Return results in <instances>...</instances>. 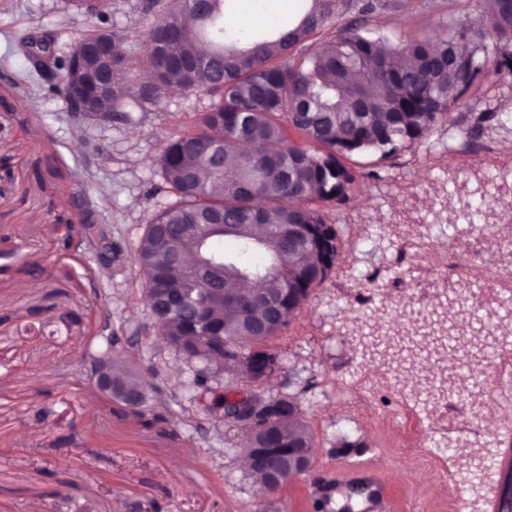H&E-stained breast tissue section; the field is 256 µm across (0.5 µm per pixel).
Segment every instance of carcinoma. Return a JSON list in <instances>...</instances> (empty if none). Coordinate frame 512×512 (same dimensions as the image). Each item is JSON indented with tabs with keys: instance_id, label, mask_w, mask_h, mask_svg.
I'll list each match as a JSON object with an SVG mask.
<instances>
[{
	"instance_id": "carcinoma-1",
	"label": "carcinoma",
	"mask_w": 512,
	"mask_h": 512,
	"mask_svg": "<svg viewBox=\"0 0 512 512\" xmlns=\"http://www.w3.org/2000/svg\"><path fill=\"white\" fill-rule=\"evenodd\" d=\"M487 46L474 41L463 18L423 38L389 42L380 31L352 20L320 44L311 38L337 15L373 14L400 7L399 0H306L287 28L230 37L223 0L199 15L190 0H177L147 33V64L160 97L179 86L204 90L219 103L196 128L167 143L160 165L180 201L155 215L136 249L146 287L162 295L195 288L207 310L204 323L163 304L153 314L166 325L169 341L188 358L224 368L248 366L264 374L270 353L252 346L275 335L336 267L338 231L309 203L343 205L360 177L374 172L345 161L374 154L385 160L420 141L439 119L488 77L512 76V0H485ZM68 7L101 24L108 23L107 0L87 12L83 0ZM193 17L196 27L182 18ZM230 239L236 250L221 244ZM194 259H171L170 248ZM224 286V307L208 308L211 281ZM462 288L448 303V322L467 315L473 332L448 335L439 352L452 368L443 369L448 397L461 394L456 378L477 371L503 340L492 319H480ZM95 336L90 371L112 364L114 399L143 380L114 354L118 338ZM224 338V350L214 347ZM364 355L380 358L402 381L418 377L420 351L404 336L375 347L360 334ZM252 448H310L312 434L299 419V405L288 396L273 399L262 422L244 425Z\"/></svg>"
}]
</instances>
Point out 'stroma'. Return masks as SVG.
I'll list each match as a JSON object with an SVG mask.
<instances>
[{"label": "stroma", "instance_id": "1", "mask_svg": "<svg viewBox=\"0 0 512 512\" xmlns=\"http://www.w3.org/2000/svg\"><path fill=\"white\" fill-rule=\"evenodd\" d=\"M170 0H108V30L130 58L126 82L146 74V32ZM301 0H227L226 18L257 11L290 23ZM484 0H402L398 11L368 15L366 24L398 41L432 33L457 17L484 28ZM95 25L64 0H0V512H315L326 486L347 465L375 466L394 497V512H448V483L467 469L438 456L434 442L499 455L502 412L489 400L495 373L481 368L475 413L466 400L423 404L383 364L364 358L354 326L385 304V288L367 275L385 271L397 250L415 249L440 206L448 221L432 242L468 246L456 223L463 204L495 222L492 198L512 183V79L475 86L450 118L422 140L376 162L344 207L324 203L339 228L331 276L261 348L275 372L250 385L244 374L211 367L207 388L193 384L198 364L179 356L157 332L144 298L135 252L149 220L180 196L162 178L165 144L192 131L214 96L171 92L162 99L125 98L111 120L64 112L63 103L30 68L22 45L33 34L55 36L66 56ZM495 113L480 137L467 121ZM108 188L109 201L99 191ZM87 217L112 242V263L97 259L92 239L70 232ZM467 280L512 264V234L488 233ZM118 336V353L154 385L152 415L138 417L98 389L84 360L103 325ZM261 397H293L313 437L311 466L273 493L258 492L242 464L243 433L211 404L227 389ZM363 442L343 453L342 439Z\"/></svg>", "mask_w": 512, "mask_h": 512}]
</instances>
